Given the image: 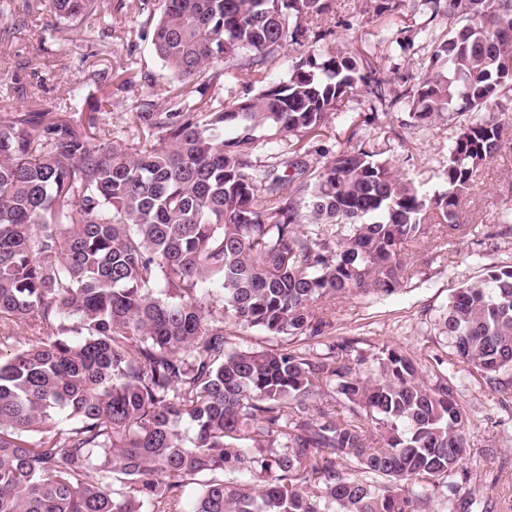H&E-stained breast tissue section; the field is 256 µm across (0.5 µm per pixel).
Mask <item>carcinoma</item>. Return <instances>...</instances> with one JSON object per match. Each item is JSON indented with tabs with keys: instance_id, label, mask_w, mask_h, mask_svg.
<instances>
[{
	"instance_id": "cac0c4a2",
	"label": "carcinoma",
	"mask_w": 512,
	"mask_h": 512,
	"mask_svg": "<svg viewBox=\"0 0 512 512\" xmlns=\"http://www.w3.org/2000/svg\"><path fill=\"white\" fill-rule=\"evenodd\" d=\"M59 39L99 0H53ZM390 46L428 41L422 76L394 81L358 47L269 71L286 43L324 40L332 0H162L151 93L136 138L109 128L108 98L81 117L0 116V512H425L467 482V410L455 375L333 329L342 294L380 298L419 271L402 258L430 226L461 229V199L505 147L482 113L512 96V0H423ZM447 25L436 30L435 20ZM251 91L219 94L224 71ZM360 92L349 145L313 148ZM402 103L440 119L447 190L399 179L360 135ZM342 228L340 236L328 228ZM484 236L512 239V208ZM214 297L220 307L205 305ZM36 319L44 332L29 335ZM242 333L286 347L235 346ZM451 358L512 395V265L456 289L440 317Z\"/></svg>"
}]
</instances>
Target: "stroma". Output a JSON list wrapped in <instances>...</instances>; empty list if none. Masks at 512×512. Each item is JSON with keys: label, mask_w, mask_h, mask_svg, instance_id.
<instances>
[{"label": "stroma", "mask_w": 512, "mask_h": 512, "mask_svg": "<svg viewBox=\"0 0 512 512\" xmlns=\"http://www.w3.org/2000/svg\"><path fill=\"white\" fill-rule=\"evenodd\" d=\"M39 9H15L0 17V28L10 27L9 41L0 44V114L49 111L78 115L79 103L98 94L95 75L121 70L147 75L153 81L154 101L165 106L168 86L164 70L151 45L160 0H146L144 10L129 9L130 0H101L96 16L60 41L59 22L52 0H39ZM376 0H333L337 27L332 43H353L377 57L390 77L423 73L427 50L423 42L410 49H391L385 24L377 20ZM407 108L397 105L367 127L371 137L395 130L382 141L386 158L401 180L420 186L427 194L445 191L444 167L448 146L456 135L447 124L424 128L407 126ZM512 207V152L480 170L471 194L461 205L462 226L454 236L433 228L429 237L405 244L403 252L418 275L392 295L376 299L342 296L330 308L336 337H357L366 353L391 346L420 362L447 355L448 340L439 321L455 288L481 278L493 265L512 264V241L485 238V225ZM456 396L470 414L467 430L470 450L462 466L469 475L463 486L467 504H448L446 490L431 492L427 512H506L512 504V399L500 402L455 365Z\"/></svg>", "instance_id": "35a3bbf8"}]
</instances>
